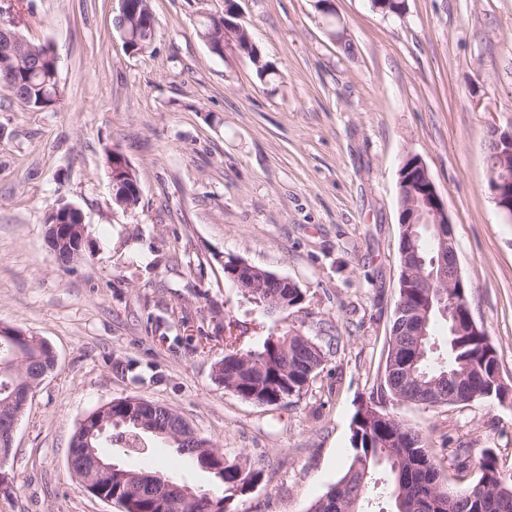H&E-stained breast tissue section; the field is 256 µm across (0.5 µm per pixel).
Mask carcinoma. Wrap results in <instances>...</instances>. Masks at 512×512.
<instances>
[{
    "label": "carcinoma",
    "mask_w": 512,
    "mask_h": 512,
    "mask_svg": "<svg viewBox=\"0 0 512 512\" xmlns=\"http://www.w3.org/2000/svg\"><path fill=\"white\" fill-rule=\"evenodd\" d=\"M234 6L229 4L222 16L203 15L199 36L211 51L219 52L221 42L212 40V29L233 18ZM125 27L129 41L125 46L134 53L150 46L142 33L128 20H115ZM239 49L256 66L261 79L276 80L279 73L263 62L260 51L234 33ZM54 58L50 46L28 43L13 55L11 63L0 61V91L10 96L22 92L23 103L30 109L45 111L59 101L61 91L53 78ZM403 314L394 315L390 330L384 372L377 388L374 406L387 400L423 405L430 396L448 400L457 382L466 385L469 395L477 400L498 398L506 391L496 384L499 370L496 350L488 336H448V358L445 363L432 359L431 336L435 322L448 309V298L436 301L438 292L448 289L418 288L406 281ZM256 303L271 313L290 315L300 309L304 296L299 288H277L265 284L252 293ZM433 309L426 326V335L418 338L401 333L400 321L410 312L424 309L428 298ZM235 323L224 322V358L218 363L217 379L224 388L245 401L259 405H277L298 396L309 386L322 365L324 354L311 338L292 328H285L267 337L258 350L241 345L235 334ZM55 358L43 338L30 335L19 349L0 336V431L12 424L19 406L13 402L16 384L34 376L38 369L50 370ZM461 380H456V376ZM179 415L166 407H158L149 416L133 409L129 398H118L116 404L91 420L90 426L78 425L73 440L100 449L102 444H124L123 451L139 453L136 444L143 433H150L174 444L177 454L203 471L210 473L216 489L197 492L208 501L209 512H224L226 493H245L261 480L263 470L255 463L236 460L219 461L224 453L209 439L203 445L187 446L172 434ZM104 424V431L96 426ZM350 456L342 476L318 498L308 512H370V493L386 494L392 501L391 512H512V471L500 468L493 452L487 451L479 462V475L464 488H448L441 482L438 464L426 445L423 434L406 424L394 412L379 410L370 416L359 408L353 416ZM388 474L387 482L376 488L377 468ZM151 472L118 466L112 472V484L106 496L125 504L132 502L133 512H201L191 503H180L178 497L160 493L152 484Z\"/></svg>",
    "instance_id": "carcinoma-1"
}]
</instances>
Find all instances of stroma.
I'll return each mask as SVG.
<instances>
[{
	"label": "stroma",
	"instance_id": "1",
	"mask_svg": "<svg viewBox=\"0 0 512 512\" xmlns=\"http://www.w3.org/2000/svg\"><path fill=\"white\" fill-rule=\"evenodd\" d=\"M275 81L224 37L197 35L224 0H151L155 35L130 52L113 0H0L30 42L57 56L61 97L35 111L0 97V327L47 340L56 365L0 462V512H122L68 469L79 422L115 398L175 410L226 458L263 477L227 512H307L341 476L352 418L383 371L399 297V169L418 156L448 211L467 303L512 387V220L489 189L487 133L512 127V0H333L332 39L313 0H235ZM142 189L112 204L106 151ZM73 205L84 254L60 268L45 241L50 209ZM241 259L295 282L299 313L267 315L225 277ZM246 346L293 326L321 346L318 374L277 406L215 379L224 320ZM420 430L442 474L464 487L483 450L512 469V401L391 402ZM148 467L198 490L207 472L143 435Z\"/></svg>",
	"mask_w": 512,
	"mask_h": 512
}]
</instances>
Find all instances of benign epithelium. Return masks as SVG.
<instances>
[{
  "instance_id": "benign-epithelium-1",
  "label": "benign epithelium",
  "mask_w": 512,
  "mask_h": 512,
  "mask_svg": "<svg viewBox=\"0 0 512 512\" xmlns=\"http://www.w3.org/2000/svg\"><path fill=\"white\" fill-rule=\"evenodd\" d=\"M25 43V39L17 30V22L13 19L0 21V54L10 55ZM488 145L496 149L501 160L512 156V129L502 130L492 127L488 131ZM132 178V172L125 162L112 164V193L123 198L121 206L125 210L135 208L130 202L124 201L128 195L123 181ZM489 188L497 208L506 216L512 218V182L507 179L490 178ZM402 198L399 224L402 233L410 239L419 238L418 230L427 229L440 240V249L431 259L430 269H425V261L419 255L417 248L403 253L401 270L404 274H415L427 285L439 283L440 287L448 289V327L452 335L463 336L471 332H479L480 328L474 321L471 313L459 316L457 313V295L454 289L461 288L464 280L460 274L458 260L451 235L447 210L441 200L435 185L429 176L424 173L423 187L412 182L400 183ZM55 223L48 225L47 241H56L60 244L69 243L70 240L86 244L85 227L79 210L73 206H63L55 210ZM236 272L234 283L244 292L256 287L252 274L256 272L254 266L242 261H234ZM80 464L83 468L96 474L102 482L112 481V472L117 466L103 460L95 450L85 451L81 454Z\"/></svg>"
}]
</instances>
